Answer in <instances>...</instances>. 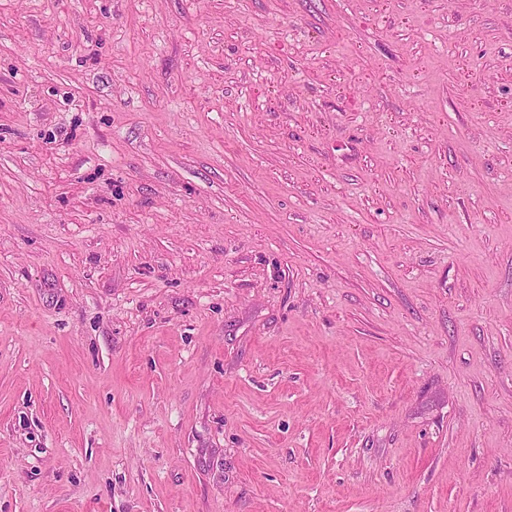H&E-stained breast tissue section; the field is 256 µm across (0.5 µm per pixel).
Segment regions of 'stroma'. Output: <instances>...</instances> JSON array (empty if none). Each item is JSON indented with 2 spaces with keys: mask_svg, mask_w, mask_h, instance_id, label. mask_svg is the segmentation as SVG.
Wrapping results in <instances>:
<instances>
[{
  "mask_svg": "<svg viewBox=\"0 0 512 512\" xmlns=\"http://www.w3.org/2000/svg\"><path fill=\"white\" fill-rule=\"evenodd\" d=\"M0 512H512V0H0Z\"/></svg>",
  "mask_w": 512,
  "mask_h": 512,
  "instance_id": "obj_1",
  "label": "stroma"
}]
</instances>
